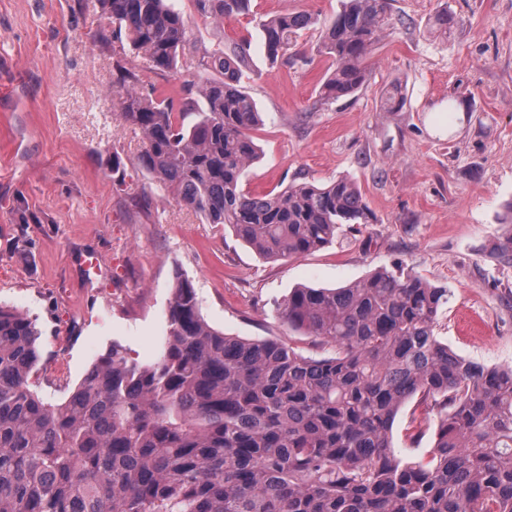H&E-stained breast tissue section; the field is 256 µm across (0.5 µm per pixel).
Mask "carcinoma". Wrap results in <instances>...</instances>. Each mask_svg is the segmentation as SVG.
<instances>
[{
    "label": "carcinoma",
    "instance_id": "cac0c4a2",
    "mask_svg": "<svg viewBox=\"0 0 512 512\" xmlns=\"http://www.w3.org/2000/svg\"><path fill=\"white\" fill-rule=\"evenodd\" d=\"M205 21L248 16L251 0H190ZM131 50L164 75L197 59L178 96L127 85L125 120L145 137L139 164L178 203L222 224L266 260L329 245L371 210L351 179L243 188L259 158L262 125L244 85L242 38L207 46L170 0H98ZM267 59L307 67L295 49L316 23L305 12L252 17ZM393 25L390 0H342L321 28L330 61L316 90L330 104L368 80L370 59ZM402 110L401 87L381 98ZM511 231L489 252L512 266ZM448 288L381 268L342 288L294 289L278 316L333 347L305 356L273 338L230 336L201 313L192 282L176 273L164 333L151 360L120 344L59 402L30 380L39 332L0 304V512H512V367L480 366L436 335ZM420 397L437 418L429 457L393 450L401 406Z\"/></svg>",
    "mask_w": 512,
    "mask_h": 512
}]
</instances>
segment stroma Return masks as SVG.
Here are the masks:
<instances>
[{"instance_id": "1", "label": "stroma", "mask_w": 512, "mask_h": 512, "mask_svg": "<svg viewBox=\"0 0 512 512\" xmlns=\"http://www.w3.org/2000/svg\"><path fill=\"white\" fill-rule=\"evenodd\" d=\"M94 2L0 0V303L36 320L35 390L62 400L114 342L148 359L178 273L192 280L212 327L320 357L330 347L289 329L278 305L300 285L335 288L396 263L447 287L442 342L480 365H512V267L488 252L507 230L499 217L512 199V0H391L405 26L381 37L354 96L323 106L315 88L328 61L316 54L317 27L299 40L312 66L273 65L249 18L206 22L190 0H171L198 40L251 41L250 92L264 124L255 133L261 160L244 188L348 177L373 213L372 223L341 228L324 249L276 262L205 223L139 166L144 137L123 118L118 66L132 69L143 90L179 89L193 70L165 76L100 42L108 22ZM340 8L341 0L252 3L259 16L305 11L319 23ZM443 8L456 19L446 37L430 26ZM392 83L407 100L403 111L380 109ZM462 98L476 112L449 111ZM84 253L101 263L91 282L79 264ZM421 414L408 400L393 428L396 453L410 461L433 445L435 419L418 430L410 424Z\"/></svg>"}]
</instances>
